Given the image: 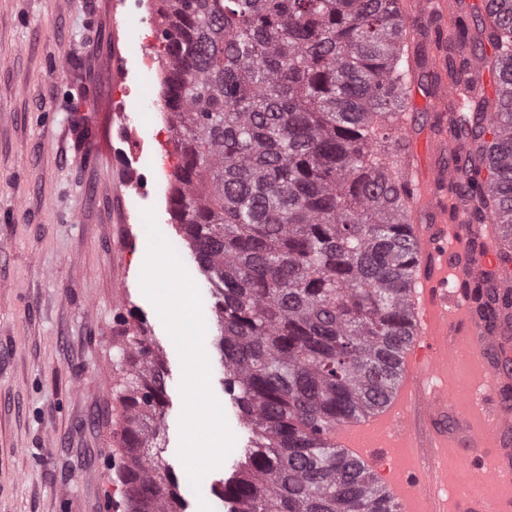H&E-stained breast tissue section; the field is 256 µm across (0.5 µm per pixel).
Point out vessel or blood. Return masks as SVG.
<instances>
[{
    "label": "vessel or blood",
    "instance_id": "vessel-or-blood-1",
    "mask_svg": "<svg viewBox=\"0 0 512 512\" xmlns=\"http://www.w3.org/2000/svg\"><path fill=\"white\" fill-rule=\"evenodd\" d=\"M405 20L445 15V0H406ZM452 89L440 84L433 110L444 132L435 141L449 164L421 172L411 161L414 126L409 112L397 113L401 178L410 190L409 237L420 269L410 278L407 341L386 399L370 415L338 423L328 439L343 454L372 470L400 512H512V326L488 327L462 290L465 279L490 281L512 290V266L502 262L498 225L472 224L461 202L467 153L447 134ZM463 332V345L449 336ZM467 351L474 377L448 380V363ZM381 436L358 447L356 430ZM463 457V474L493 486L492 497L448 494V455Z\"/></svg>",
    "mask_w": 512,
    "mask_h": 512
}]
</instances>
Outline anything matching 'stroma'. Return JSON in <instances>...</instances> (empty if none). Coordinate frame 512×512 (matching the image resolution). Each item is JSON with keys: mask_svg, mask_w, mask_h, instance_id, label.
I'll use <instances>...</instances> for the list:
<instances>
[{"mask_svg": "<svg viewBox=\"0 0 512 512\" xmlns=\"http://www.w3.org/2000/svg\"><path fill=\"white\" fill-rule=\"evenodd\" d=\"M150 0H0V512H115L123 317L143 321L164 362L162 444L185 512L218 494L248 442L224 386L216 299L175 224L179 155ZM415 73L416 145L433 160L429 100ZM197 284L211 387L236 443L193 491L178 457L181 364L140 286L141 211ZM127 291L118 294L116 273Z\"/></svg>", "mask_w": 512, "mask_h": 512, "instance_id": "stroma-1", "label": "stroma"}]
</instances>
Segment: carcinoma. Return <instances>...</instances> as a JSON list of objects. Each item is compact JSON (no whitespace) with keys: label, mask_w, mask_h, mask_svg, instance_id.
Wrapping results in <instances>:
<instances>
[{"label":"carcinoma","mask_w":512,"mask_h":512,"mask_svg":"<svg viewBox=\"0 0 512 512\" xmlns=\"http://www.w3.org/2000/svg\"><path fill=\"white\" fill-rule=\"evenodd\" d=\"M165 105L181 164L175 221L216 294L225 385L249 431L229 512H399L328 433L392 386L409 317L403 197L389 114L408 98L403 0H159ZM498 100L448 53L457 131L493 177L467 210L512 241V0H486ZM494 119L483 139L484 115ZM494 321L498 298L468 285ZM117 433L127 512H180L161 459L164 372L146 329L126 337Z\"/></svg>","instance_id":"1"}]
</instances>
